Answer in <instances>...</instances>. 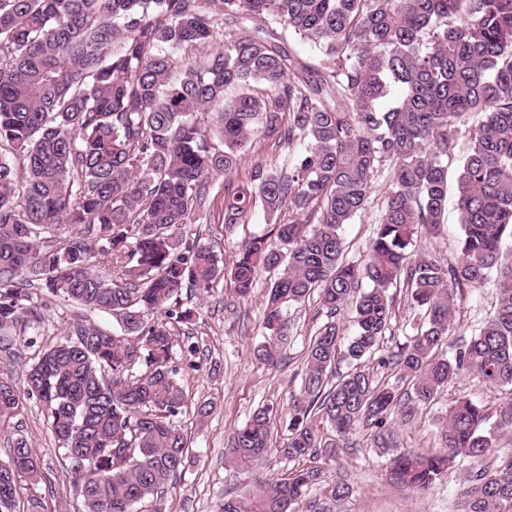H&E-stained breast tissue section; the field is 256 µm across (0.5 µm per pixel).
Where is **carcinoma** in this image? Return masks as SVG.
I'll list each match as a JSON object with an SVG mask.
<instances>
[{
	"label": "carcinoma",
	"mask_w": 512,
	"mask_h": 512,
	"mask_svg": "<svg viewBox=\"0 0 512 512\" xmlns=\"http://www.w3.org/2000/svg\"><path fill=\"white\" fill-rule=\"evenodd\" d=\"M220 35V48L176 63L177 51ZM290 35L312 59L288 47ZM198 112L217 113V129ZM469 119L457 159L455 134ZM258 137L286 149L287 165L257 164L224 194V223L257 208L274 222L230 270L243 297L260 271H277L253 354L277 365L288 308L314 293L326 321L305 348L288 441H273L278 408L262 404L232 433L229 462H334L364 427L391 452L393 485L425 491L462 456L481 467L463 479L460 512L512 507V448L498 449L512 432V395L494 410L453 400L432 454L396 448L390 426L462 376L512 388V0H0V145L21 162L0 156V352L33 344L59 300L122 330L79 317L36 352L23 384L1 368L0 426L36 400L85 512H165L161 493L188 450L173 336L192 311L179 298L185 287L209 292L222 273L181 226L205 210L210 175L238 172ZM385 172L366 259L346 263L342 228ZM451 175L461 232L457 256L443 261L415 250L414 237L440 232ZM61 225L72 232L57 247L49 233ZM102 257L107 276L96 270ZM489 280L494 314L449 345L457 293ZM400 283L423 321L385 353ZM34 285L45 292L38 303ZM347 314L354 333L344 340ZM373 358L410 390L359 368ZM343 360L356 368L337 373ZM494 453L495 467L482 466ZM39 473L17 436L0 467V512H16L18 481ZM324 482L323 469L301 466L224 493L217 512H298Z\"/></svg>",
	"instance_id": "cac0c4a2"
}]
</instances>
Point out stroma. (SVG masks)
Wrapping results in <instances>:
<instances>
[{"label":"stroma","instance_id":"1","mask_svg":"<svg viewBox=\"0 0 512 512\" xmlns=\"http://www.w3.org/2000/svg\"><path fill=\"white\" fill-rule=\"evenodd\" d=\"M225 182L224 175H211L210 205L197 221L184 226L183 233L210 245L227 267L239 246L267 232L270 223L262 211L256 210L246 223L226 224ZM386 189L385 178H378L372 205L352 223L344 225L345 260H363ZM459 234L457 188L452 185L448 188L442 234L419 237L417 248L446 258L454 252ZM273 279V273L260 272L255 288L245 299L238 297L233 282L226 275L219 277L205 296L195 295L189 289L181 294L183 306L193 312L192 319L181 325L174 336L177 361L194 364L193 369L183 375L185 397L178 417L187 438L189 457L176 483L164 495L166 512H212L222 492L247 491L255 486L258 478L280 479L288 475V464L272 457L251 471L235 470L224 458L228 437L258 405L270 401L287 405L290 393L295 392L301 382L304 346L325 320L317 298L290 308L288 324L292 341L282 350L280 363L272 367L257 361L253 349L263 340L264 301ZM495 304L492 285L464 289L455 301V336H472L493 314ZM460 394L492 407L506 398L504 390L493 388L477 377L457 380L432 404L420 407L412 422L394 423L399 446L424 454L437 451L439 428L448 403ZM204 402L210 403L212 411L202 419L197 408ZM19 434L28 439L40 460L41 470L37 480L19 481L18 512H84L82 499L70 484L63 454L38 403L29 402L10 428L0 429V461L6 459L12 440ZM355 439L356 448L341 454L338 464L326 468L327 482L348 484L350 495L334 502L324 491L316 490L311 501L300 504L299 512H457L463 466L450 469L447 478L426 493L413 494L386 482V459L374 448L370 430L361 429Z\"/></svg>","mask_w":512,"mask_h":512}]
</instances>
